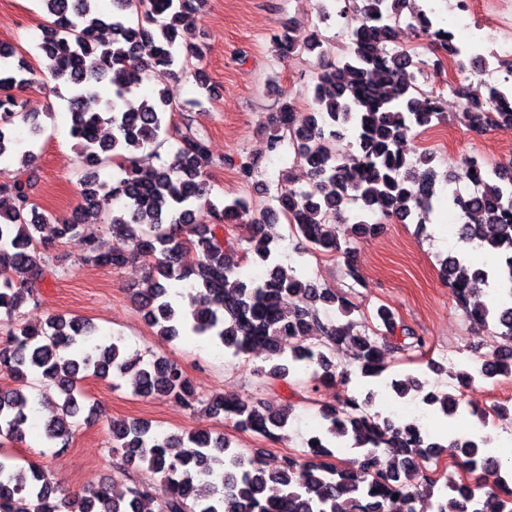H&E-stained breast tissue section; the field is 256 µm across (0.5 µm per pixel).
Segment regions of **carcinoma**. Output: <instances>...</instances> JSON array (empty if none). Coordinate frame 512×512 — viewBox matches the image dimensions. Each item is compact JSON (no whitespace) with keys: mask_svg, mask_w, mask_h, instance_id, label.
Returning <instances> with one entry per match:
<instances>
[{"mask_svg":"<svg viewBox=\"0 0 512 512\" xmlns=\"http://www.w3.org/2000/svg\"><path fill=\"white\" fill-rule=\"evenodd\" d=\"M52 21L44 27L39 49L54 79L66 88L64 97L72 120L71 136L78 140L83 163L90 169L109 164L123 176L112 182V200L119 209L104 211L97 202L105 187L90 174L81 183L83 205L71 218L38 213L30 196V182L15 175L0 184V311L15 319L0 348V372L12 386L0 388V512H387L393 495L405 512H459L461 500L486 497L495 512H512V489L503 476L502 459L489 451L492 438L452 439L444 444L421 430L416 422L398 423L371 414L365 403L348 397L339 405H323V428L308 442L307 460L285 456L270 470L258 455L231 447L220 432L158 433L144 420H114L110 427L112 465L120 481L96 490L72 492L51 481L35 465L26 466L4 450L24 437V426L35 405L45 410L42 434L46 443L65 448L73 435L74 418L87 398L80 382L88 375L129 381L134 395L170 400L188 409L197 406L217 418H231L235 427L278 441L292 408L271 410L261 402L246 403L232 396L200 397L177 362L168 357L149 361L127 358L117 337L108 345L96 343L98 328L75 314L49 315L36 327L22 319V306L49 274V262L36 234L53 222L55 238L84 241V259L103 267H121L132 259L149 261L144 287L135 299L156 335L169 341L190 333L224 347L238 357L261 348L272 365L261 375L285 381L291 372L312 370L315 381L330 382L336 373V348L355 350L360 376L376 378L386 369L389 350L377 336L354 332V323H324L319 306H337L348 318L354 306L333 288L302 278L297 268L279 258L271 236L257 228L240 246L234 224H259L261 218L281 215L316 252L347 254L367 233L398 220L425 224L438 197V173L424 153L412 162L403 152V131L423 129L445 120L436 97L415 82L419 63L415 49L388 47L409 0H330L324 10L344 7L358 23L348 32L343 55L316 73L312 111L302 114L283 99L271 117L275 127L268 150L279 151L283 140L293 146L297 160L308 167L311 186L295 191L280 187L260 218H248L249 202L238 198L221 204L210 198L207 174L214 165L207 141L190 128L176 129V150L169 164L155 165L145 151L171 130L172 102L164 90L137 96L148 70H172L179 53V29L188 25L202 0H112V11H95L93 0H42ZM421 45L464 73L479 69L493 73L506 65L497 55L467 56L444 37L448 30L420 9L412 17ZM276 55L313 54L322 38L313 34L297 43L292 29L282 27L271 36ZM28 62L12 48L0 47V159L20 157V168L34 159L31 150L19 151L11 136L17 122L27 127L30 140L43 126L38 115L19 110L13 90L31 83ZM110 86L112 96L101 88ZM487 96L463 99L461 124L475 132L512 125V83H487ZM352 133L355 150L340 157L333 141ZM472 182V195L448 193V205L464 215L458 239L496 256V264L477 266L461 255L442 262L443 278L467 317L498 336L512 338V160L487 172L475 158H460L448 182ZM359 205L355 222L343 216V205ZM127 241L130 251L103 252L97 244L98 225ZM186 249L198 255L191 268L180 264ZM256 257L265 267L257 281L242 276L243 262ZM187 281L194 291L191 303L177 304L171 289ZM494 290L495 303L482 300ZM375 319L385 334L401 333L400 345L423 347L421 337L396 321L387 307ZM512 374V353L495 351L481 356L468 381ZM58 389V397L35 400L30 376ZM388 387L399 398L420 392L423 382L408 374ZM424 400L456 415L459 399L447 392H430ZM342 444L360 451L352 469L336 464L334 449ZM447 455L466 477L452 481L451 497H434L438 476L425 477L417 488L409 484L423 463ZM163 482L165 493L133 478L142 466Z\"/></svg>","mask_w":512,"mask_h":512,"instance_id":"carcinoma-1","label":"carcinoma"}]
</instances>
